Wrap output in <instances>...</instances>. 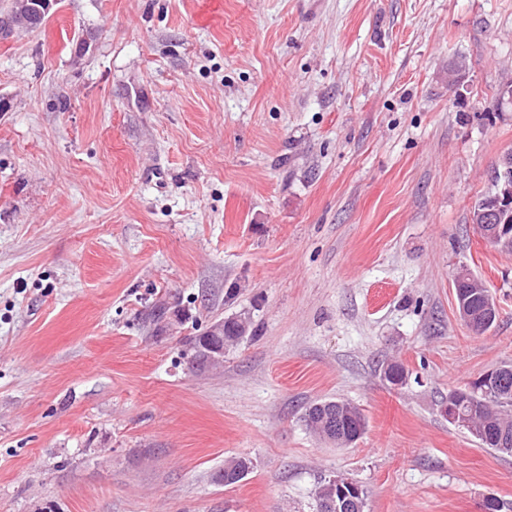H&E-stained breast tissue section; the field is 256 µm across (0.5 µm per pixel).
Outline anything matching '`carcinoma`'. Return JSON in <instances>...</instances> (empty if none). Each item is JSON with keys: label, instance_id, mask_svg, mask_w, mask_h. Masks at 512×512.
Wrapping results in <instances>:
<instances>
[{"label": "carcinoma", "instance_id": "1", "mask_svg": "<svg viewBox=\"0 0 512 512\" xmlns=\"http://www.w3.org/2000/svg\"><path fill=\"white\" fill-rule=\"evenodd\" d=\"M49 8L42 5L39 0H9V3L0 13V32L7 35L16 28L37 29L42 26L48 15ZM456 302L464 303L468 311L475 318L482 317L483 307L481 291L477 285L462 283L456 291ZM249 322L246 317L236 316L224 322V337L233 340L240 337L247 330ZM505 384L503 393L494 398H487L477 394V401L471 406L463 407V414L469 424L468 431L485 448H492L501 453L511 454L512 443L505 446L500 443L501 434L505 433L512 439V365H504ZM384 380L392 386L405 384L407 373L405 367L398 363H389L383 368ZM333 410L341 417L344 437L347 444L356 442L366 430V419L358 407L343 400H324L313 403L305 413L307 425L314 431H319V421L322 413ZM251 461L246 458H237L224 465V485H234L240 482L250 471Z\"/></svg>", "mask_w": 512, "mask_h": 512}]
</instances>
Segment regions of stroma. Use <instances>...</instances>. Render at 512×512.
Here are the masks:
<instances>
[{"instance_id": "stroma-1", "label": "stroma", "mask_w": 512, "mask_h": 512, "mask_svg": "<svg viewBox=\"0 0 512 512\" xmlns=\"http://www.w3.org/2000/svg\"><path fill=\"white\" fill-rule=\"evenodd\" d=\"M510 76L512 0H52L0 34V512H315L324 477L365 512L512 504V455L439 412L512 364V252L470 222ZM336 399L343 448L304 421ZM477 284L479 285L480 288H482V295L484 299V311L486 315V318L484 320L487 321L488 318L493 319L497 313V310H499L497 303L494 297L492 296L491 291L486 286V284L484 285L480 283V281H477ZM455 291L458 309L460 306V302H463L468 311L475 315V318L479 319L483 317V315L479 313L481 308L483 307V299L481 297V291L477 285L472 283H460L458 288H456L455 286ZM248 325V328H247ZM251 325V320L249 317V322L245 316H239L228 318L225 322L216 323L213 325L210 330L207 332L206 336L210 338H215L221 341L216 346H209L208 348H204L205 354L211 360H219L224 357V338L228 340H233L239 338L242 334L248 331ZM206 336H202L199 339V345L205 340ZM333 410L341 417V424L344 429V437L347 440V444L344 446H348L356 442L365 432L366 430V419L362 412L358 407L354 406L350 402L343 400H324L313 403L308 407L305 413V421L307 425L317 432L320 436L321 433L319 431V421L322 416V413L326 410ZM324 436H328L327 433H323ZM323 438L332 441L331 438L324 437ZM336 439V442H342V437H336L335 435L330 436ZM336 443L335 441H332ZM336 446L343 447L336 443Z\"/></svg>"}]
</instances>
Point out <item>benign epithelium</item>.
<instances>
[{
    "label": "benign epithelium",
    "mask_w": 512,
    "mask_h": 512,
    "mask_svg": "<svg viewBox=\"0 0 512 512\" xmlns=\"http://www.w3.org/2000/svg\"><path fill=\"white\" fill-rule=\"evenodd\" d=\"M491 179L496 186L495 207L487 209L481 203L471 209V224L490 244L501 247L512 246V156L502 158L493 168ZM207 336L220 340L216 346L205 349V354L212 360L224 357V323L213 325ZM462 391L455 390L440 405L441 414L454 425H463L459 417L456 400ZM336 496L325 501L324 512H333L335 507H342V512H363L362 489L348 480L334 478L331 480Z\"/></svg>",
    "instance_id": "1"
}]
</instances>
